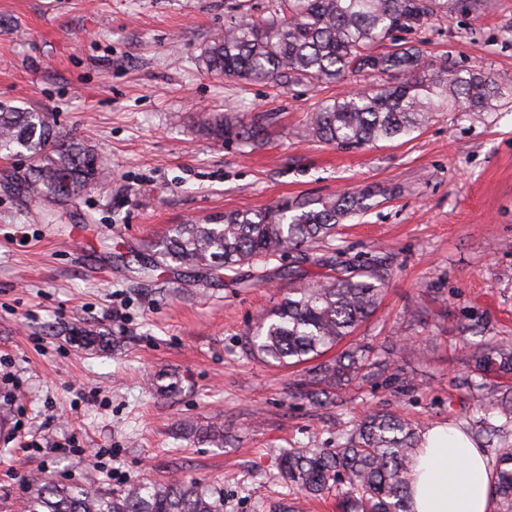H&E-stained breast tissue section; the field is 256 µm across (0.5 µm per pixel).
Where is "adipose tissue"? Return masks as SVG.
Returning a JSON list of instances; mask_svg holds the SVG:
<instances>
[{"label": "adipose tissue", "mask_w": 512, "mask_h": 512, "mask_svg": "<svg viewBox=\"0 0 512 512\" xmlns=\"http://www.w3.org/2000/svg\"><path fill=\"white\" fill-rule=\"evenodd\" d=\"M411 465V512H492L494 474L482 448L463 431L426 429Z\"/></svg>", "instance_id": "ef3b65f1"}]
</instances>
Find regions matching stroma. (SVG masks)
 <instances>
[{"instance_id": "stroma-1", "label": "stroma", "mask_w": 512, "mask_h": 512, "mask_svg": "<svg viewBox=\"0 0 512 512\" xmlns=\"http://www.w3.org/2000/svg\"><path fill=\"white\" fill-rule=\"evenodd\" d=\"M271 0H0V101L45 112L105 162L100 186L65 205L37 204L0 180V512H18L27 481L118 489L195 479L224 512H338L346 487L303 499L277 466L291 449L332 448L367 410L420 427L448 424L488 457L512 432L478 390L468 344L512 341V0L449 11L398 33L428 71L445 60L485 73L507 96L495 112H434L411 136L356 148L309 137L322 102L376 84L364 74L311 87L208 73L200 50L226 24L266 16ZM264 113L262 138L208 136L209 113ZM368 190L344 221L337 261L387 271L380 304L350 338L387 373L336 388V401L295 397L310 364L266 365L245 338L280 303V265L222 279L156 271L126 258L171 226L282 200ZM94 328L109 349L73 338ZM175 372L176 395L157 375ZM221 423L218 448L186 422Z\"/></svg>"}]
</instances>
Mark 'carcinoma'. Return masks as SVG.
I'll return each mask as SVG.
<instances>
[{"label": "carcinoma", "mask_w": 512, "mask_h": 512, "mask_svg": "<svg viewBox=\"0 0 512 512\" xmlns=\"http://www.w3.org/2000/svg\"><path fill=\"white\" fill-rule=\"evenodd\" d=\"M448 0H276L273 12L251 22L232 23L202 51L206 69L226 78L278 83L284 79L309 85L338 83L362 72L386 77L356 94L320 104L307 130L340 147H359L411 135L431 112H494L502 88L490 77L451 64L436 73L422 67L415 47L380 49L397 32L416 29L442 10ZM269 118L245 121L228 114L206 120V131L224 141L246 143L264 136ZM25 153L28 174L17 192L32 199L65 204L100 183L103 162L84 141L56 129L37 109L0 103V153ZM370 192L344 191L317 202L283 200L263 210H237L203 222L177 224L137 255L138 272L186 269L218 275L243 264L302 254L328 274L310 275L294 266L284 270L288 293L247 337L250 354L276 364L296 366L336 348L377 309L386 274L353 272L331 259L309 256L319 243L336 238L342 223L370 207ZM83 348H106L94 330L77 336ZM482 373H512V347L476 344L471 352ZM359 349L343 351L318 365L301 381L299 395L317 400L325 390L352 379L364 367ZM181 380L173 374L156 378V390L173 395ZM483 400L512 420V388L483 386ZM197 438L224 445V428L189 426ZM421 432L403 419L367 411L334 448L290 452L279 470L288 481L317 497L332 482L348 479L343 512H409L410 466ZM492 493L499 512H512V444L498 450ZM21 512H224V497L194 481L165 486L135 482L121 490L92 491L81 484H59L33 477Z\"/></svg>", "instance_id": "cac0c4a2"}]
</instances>
